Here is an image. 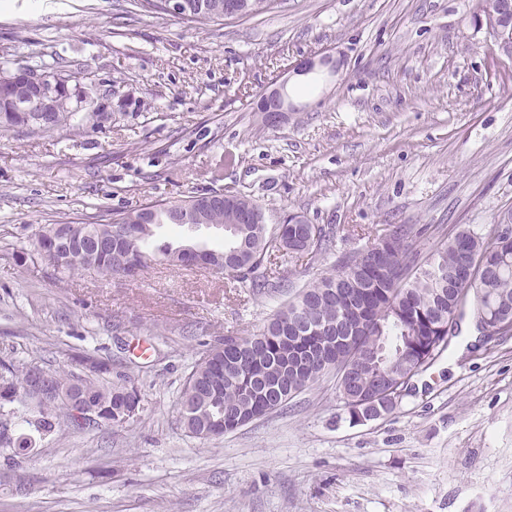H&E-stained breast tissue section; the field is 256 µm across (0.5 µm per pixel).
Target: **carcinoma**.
<instances>
[{
  "instance_id": "cac0c4a2",
  "label": "carcinoma",
  "mask_w": 512,
  "mask_h": 512,
  "mask_svg": "<svg viewBox=\"0 0 512 512\" xmlns=\"http://www.w3.org/2000/svg\"><path fill=\"white\" fill-rule=\"evenodd\" d=\"M226 0H184L180 19L193 24L225 21ZM240 17L265 13L272 0H236ZM512 8V0H477L478 14L490 17ZM48 71L61 90L52 111L42 122L28 125L17 102L38 93L34 72ZM98 88L82 72L54 65L21 66L7 55L0 57V131L52 132L84 112L92 118ZM184 200L151 201L135 211L114 213L97 224H52L34 234L33 250L26 257L44 264L53 275L77 271L135 280L156 262L182 265L180 251L164 245L148 250L159 224L238 223L240 241L224 237V249L214 250L208 264L216 273L247 285L254 294L281 288L272 275L273 262L288 253L310 261L330 250L331 231L314 224H278L271 227L263 208L248 195L222 189ZM429 228L398 224L385 237L393 244L369 247L338 260V271L308 282L288 305L254 336H226L209 346L188 374L179 400L184 430L199 439L233 432L295 394L318 382L337 367L346 369V381L337 386L350 417L389 414L398 405L386 391L400 378L412 383L444 353L451 352L458 334L448 335L465 317L494 324L503 306L512 307V242L501 235L477 236L467 229L448 235L428 258L420 240ZM74 358L85 372L69 367L48 368L49 388L44 395L17 402L30 407L25 419L29 433L0 431V448L33 445L72 417L74 407L92 404L102 410V427L129 420L140 404L135 386L104 385L103 364L84 354ZM36 362L0 360V379L24 390Z\"/></svg>"
}]
</instances>
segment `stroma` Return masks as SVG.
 <instances>
[{"mask_svg":"<svg viewBox=\"0 0 512 512\" xmlns=\"http://www.w3.org/2000/svg\"><path fill=\"white\" fill-rule=\"evenodd\" d=\"M8 0L0 55L84 68L99 117L51 133L0 132V358L44 366L87 353L102 382L142 395L108 429L61 426L23 467L0 456V512H512V336L483 347L471 322L396 409L352 422L329 375L264 417L200 440L178 400L201 343L263 330L298 288L394 224L429 225L423 253L512 211V57L475 0H278L193 27L133 0ZM328 51L338 74L297 76L278 124L256 102L288 67ZM221 188L268 224L332 227L314 262L278 258V292L157 264L137 280L22 260L47 224H93L152 199ZM211 226L155 228L150 247L223 245Z\"/></svg>","mask_w":512,"mask_h":512,"instance_id":"obj_1","label":"stroma"}]
</instances>
